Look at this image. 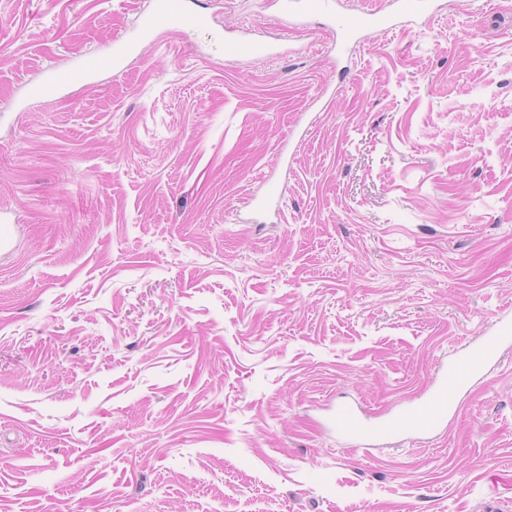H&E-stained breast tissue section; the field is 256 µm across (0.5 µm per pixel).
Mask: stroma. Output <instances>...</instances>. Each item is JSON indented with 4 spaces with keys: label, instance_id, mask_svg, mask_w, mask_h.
I'll return each instance as SVG.
<instances>
[{
    "label": "stroma",
    "instance_id": "35a3bbf8",
    "mask_svg": "<svg viewBox=\"0 0 512 512\" xmlns=\"http://www.w3.org/2000/svg\"><path fill=\"white\" fill-rule=\"evenodd\" d=\"M279 4L197 8L283 55L162 31L30 100L149 0H0V512H512V349L441 433L362 450L331 422L512 318V0L344 56ZM224 55L230 58L273 57L281 55L274 44L258 37H245L224 43Z\"/></svg>",
    "mask_w": 512,
    "mask_h": 512
}]
</instances>
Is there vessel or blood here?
I'll use <instances>...</instances> for the list:
<instances>
[{
	"label": "vessel or blood",
	"instance_id": "vessel-or-blood-1",
	"mask_svg": "<svg viewBox=\"0 0 512 512\" xmlns=\"http://www.w3.org/2000/svg\"><path fill=\"white\" fill-rule=\"evenodd\" d=\"M282 9L291 18H325L328 28L338 32L339 49L345 52L369 34L396 28L400 20L415 21L427 17L433 11V4L432 0H393L388 9L375 4L357 13H342L334 9L332 0H283ZM185 26L206 29L210 20L205 13L193 8L190 0H151L148 10L141 13L133 35L115 40L108 53L86 54L74 67L45 70L42 78L29 86L28 94L57 97L72 86L95 79L102 72L122 71L127 61L139 54L143 44L153 40L157 31H173ZM277 53L274 44L258 37L224 44V54L230 58L273 57ZM511 346L512 320L504 318L479 341L450 354L447 362L440 364L434 384L426 395L382 420L363 414L351 403H342L333 416L336 430L352 446L359 448L372 446L404 428L433 433L447 423L450 412L458 411V395L483 379L488 366Z\"/></svg>",
	"mask_w": 512,
	"mask_h": 512
}]
</instances>
